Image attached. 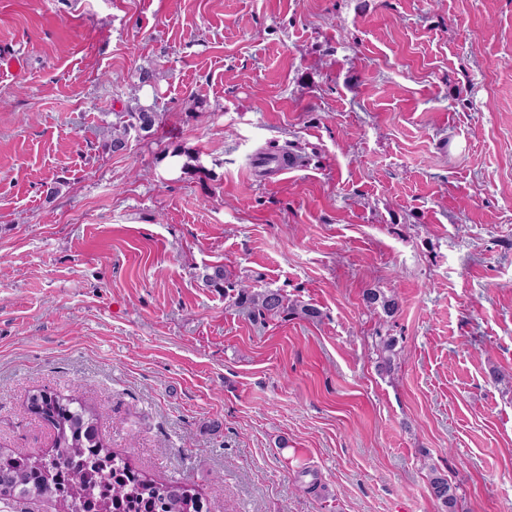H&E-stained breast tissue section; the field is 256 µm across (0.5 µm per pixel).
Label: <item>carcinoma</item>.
Listing matches in <instances>:
<instances>
[{"mask_svg": "<svg viewBox=\"0 0 512 512\" xmlns=\"http://www.w3.org/2000/svg\"><path fill=\"white\" fill-rule=\"evenodd\" d=\"M104 148L117 152L127 147L130 131L148 133L159 115L141 109L118 112ZM206 286L224 289L256 321L282 314L297 313L307 319L319 317L317 309L291 302L278 290L257 291L241 281H233L224 267L214 266L202 275ZM366 306L387 315L397 310V301L377 290L364 294ZM29 408L54 431V452L3 457L9 485L0 489V503L9 506L16 498L47 499L64 502L70 512H196L194 489L179 480L155 481L134 469L126 458L112 451L100 437V414L75 398H64L40 391L29 397ZM432 497L455 512L456 486L441 474L429 480Z\"/></svg>", "mask_w": 512, "mask_h": 512, "instance_id": "carcinoma-1", "label": "carcinoma"}]
</instances>
